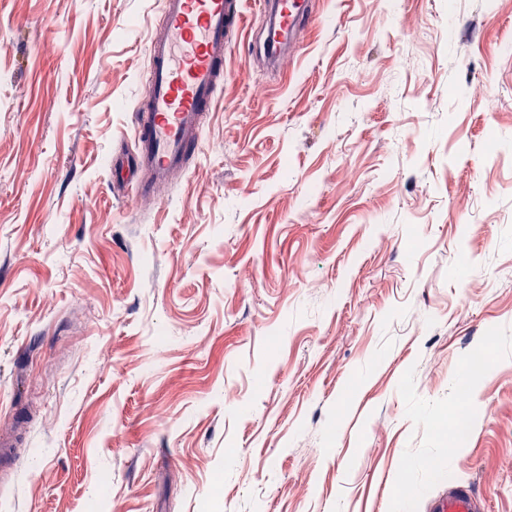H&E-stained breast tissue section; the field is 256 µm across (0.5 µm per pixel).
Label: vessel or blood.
<instances>
[{
	"mask_svg": "<svg viewBox=\"0 0 512 512\" xmlns=\"http://www.w3.org/2000/svg\"><path fill=\"white\" fill-rule=\"evenodd\" d=\"M162 22L148 46L150 93L135 107L137 161L125 174L112 159L113 177H127L139 200L154 201L188 169L201 129L224 82V53L242 31L241 0H161ZM266 53L280 60L312 20L310 0H263ZM431 512H483L471 486L435 498Z\"/></svg>",
	"mask_w": 512,
	"mask_h": 512,
	"instance_id": "b4317fda",
	"label": "vessel or blood"
}]
</instances>
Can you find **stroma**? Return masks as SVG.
Segmentation results:
<instances>
[{
  "instance_id": "stroma-1",
  "label": "stroma",
  "mask_w": 512,
  "mask_h": 512,
  "mask_svg": "<svg viewBox=\"0 0 512 512\" xmlns=\"http://www.w3.org/2000/svg\"><path fill=\"white\" fill-rule=\"evenodd\" d=\"M314 2L143 208L159 0H0V512H512V0ZM432 512H483L471 485H458L435 498Z\"/></svg>"
}]
</instances>
